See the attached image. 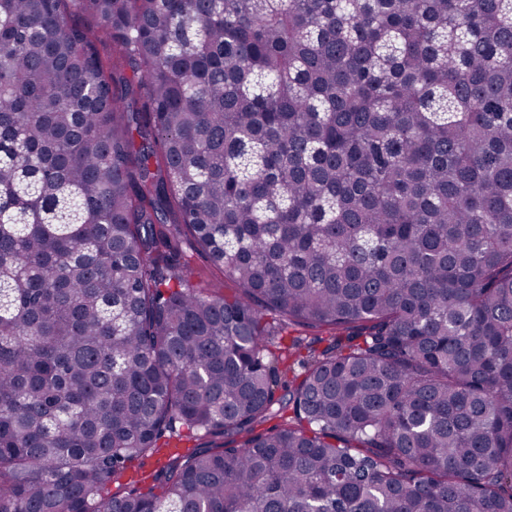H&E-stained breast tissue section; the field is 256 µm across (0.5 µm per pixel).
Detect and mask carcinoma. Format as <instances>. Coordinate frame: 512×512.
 I'll use <instances>...</instances> for the list:
<instances>
[{
  "label": "carcinoma",
  "mask_w": 512,
  "mask_h": 512,
  "mask_svg": "<svg viewBox=\"0 0 512 512\" xmlns=\"http://www.w3.org/2000/svg\"><path fill=\"white\" fill-rule=\"evenodd\" d=\"M0 512H512V0H0Z\"/></svg>",
  "instance_id": "carcinoma-1"
}]
</instances>
